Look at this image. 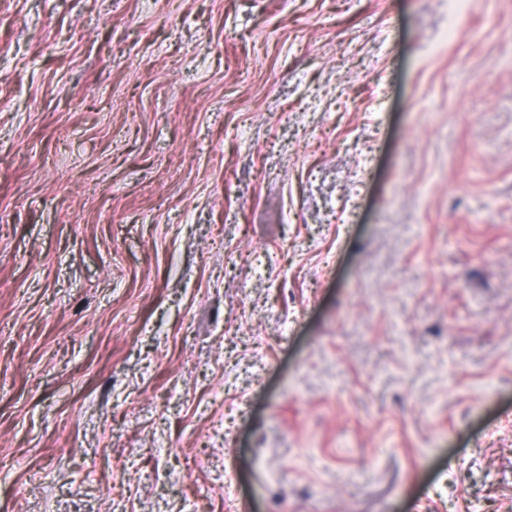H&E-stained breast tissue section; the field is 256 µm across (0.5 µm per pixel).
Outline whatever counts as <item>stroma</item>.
Segmentation results:
<instances>
[{"label": "stroma", "mask_w": 512, "mask_h": 512, "mask_svg": "<svg viewBox=\"0 0 512 512\" xmlns=\"http://www.w3.org/2000/svg\"><path fill=\"white\" fill-rule=\"evenodd\" d=\"M0 512H512V0H0Z\"/></svg>", "instance_id": "obj_1"}]
</instances>
